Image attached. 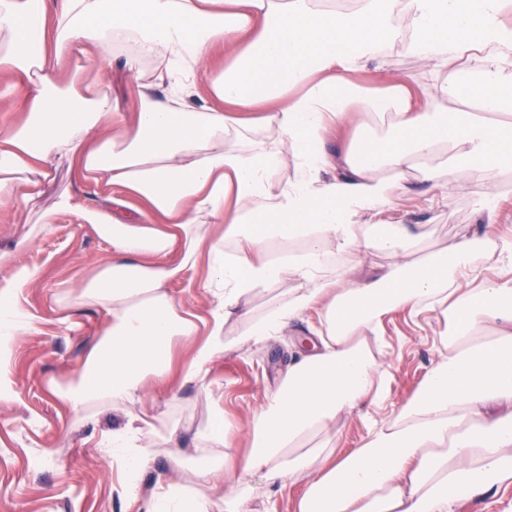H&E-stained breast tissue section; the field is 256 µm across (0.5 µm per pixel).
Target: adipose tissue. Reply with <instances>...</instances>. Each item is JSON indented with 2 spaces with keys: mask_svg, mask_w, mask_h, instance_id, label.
<instances>
[{
  "mask_svg": "<svg viewBox=\"0 0 512 512\" xmlns=\"http://www.w3.org/2000/svg\"><path fill=\"white\" fill-rule=\"evenodd\" d=\"M507 0H0V80L22 118L0 123V208L36 214L37 238L64 215L93 225L112 256L66 303L101 310L105 321L75 381L55 394L73 410L91 402L141 400L169 376L176 344L190 345L181 383L205 385L233 343L224 325L247 317L252 294L292 278L301 287L249 319L243 343L261 344L296 321L325 326L321 346L288 370L253 420L240 468L215 456L199 468V490L176 483L144 492L141 475L176 427L131 414L99 447L120 474L124 512H246L253 494L304 480L299 512H452L463 494L512 480V279L449 298L477 242L405 269L362 279L334 259L355 251L416 254L420 235L385 217L415 180L443 186L455 175L473 208L495 223L500 197L487 175L512 172V26ZM393 46L429 65L421 95L402 78L382 89L357 82ZM223 50L224 65L205 63ZM134 92L128 107L103 88L113 51ZM150 62L155 84L141 81ZM74 69L60 85L62 66ZM208 103L192 108L191 94ZM373 123L389 136L326 148L342 127ZM294 158L283 174L281 148ZM94 187L90 204L70 193L38 206L57 156ZM142 206L124 213L129 198ZM377 219L368 231L359 214ZM298 244L286 260L272 244ZM208 261L207 316L182 312L169 291ZM37 270L15 266L0 281V401L13 399L9 346L34 318L19 307ZM437 311L447 328L440 361L395 417L373 425L352 453L311 445L337 418L388 397L379 367L354 341L397 307ZM496 343H481L487 328ZM258 485H251V478Z\"/></svg>",
  "mask_w": 512,
  "mask_h": 512,
  "instance_id": "adipose-tissue-1",
  "label": "adipose tissue"
}]
</instances>
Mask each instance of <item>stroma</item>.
<instances>
[{
  "label": "stroma",
  "mask_w": 512,
  "mask_h": 512,
  "mask_svg": "<svg viewBox=\"0 0 512 512\" xmlns=\"http://www.w3.org/2000/svg\"><path fill=\"white\" fill-rule=\"evenodd\" d=\"M427 68L426 61L394 49L385 52L380 70L360 74L358 80L376 88L387 77H418ZM488 185L502 199L493 224L478 222L472 189L463 179L448 193L416 183L414 195L389 216L390 222L422 235L426 255L452 248L464 238L477 239L472 273L461 283L466 291L487 279L512 278V263L499 259L501 243L512 240V177L493 174ZM26 231V225L11 223L8 211L0 212V253L41 271L20 300L22 309L35 315L36 328L20 332L11 344L16 397L0 402V512H122L117 474L97 441L101 432L123 422L129 413L144 412L178 427L174 441L158 443L152 465L142 476L145 489L160 482L195 487L196 471L208 460L197 435L208 425L217 403L235 426L223 451L242 458L254 412L306 352L313 323L300 321L286 335L263 345L228 351L213 366L206 386L174 380L169 389H153L141 402L116 407L96 403L77 414L51 389L79 371L100 338L104 314L64 306L60 297L92 275L111 257L112 249L91 225L73 215L62 217L49 233L25 247L21 241ZM444 329L443 318L434 312L417 317L397 308L383 317L377 333L365 342L391 385L390 395L383 408L368 403L337 418L331 431L336 453L359 447L373 423L390 420L418 391L439 359Z\"/></svg>",
  "instance_id": "obj_1"
}]
</instances>
